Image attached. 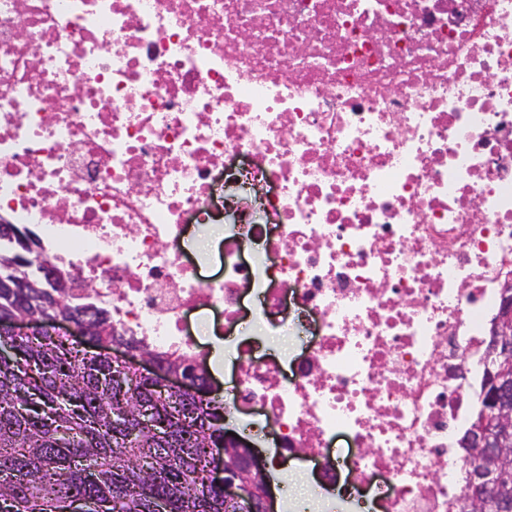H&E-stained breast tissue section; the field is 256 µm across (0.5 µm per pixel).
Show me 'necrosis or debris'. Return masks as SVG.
Instances as JSON below:
<instances>
[{"instance_id": "4bbe7bcc", "label": "necrosis or debris", "mask_w": 512, "mask_h": 512, "mask_svg": "<svg viewBox=\"0 0 512 512\" xmlns=\"http://www.w3.org/2000/svg\"><path fill=\"white\" fill-rule=\"evenodd\" d=\"M0 215L163 359L248 293L237 392L361 512H460L512 275V0H0ZM228 223L224 273L188 225Z\"/></svg>"}]
</instances>
